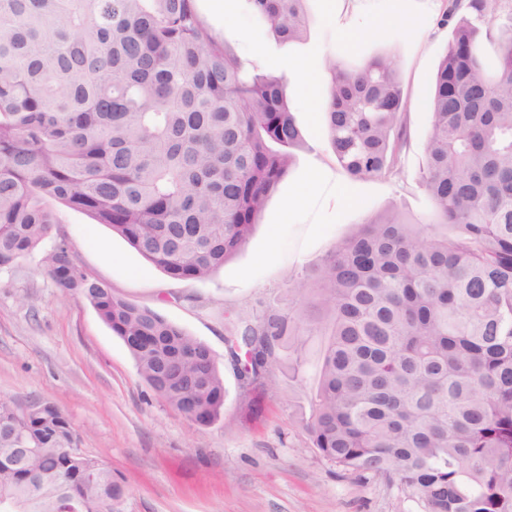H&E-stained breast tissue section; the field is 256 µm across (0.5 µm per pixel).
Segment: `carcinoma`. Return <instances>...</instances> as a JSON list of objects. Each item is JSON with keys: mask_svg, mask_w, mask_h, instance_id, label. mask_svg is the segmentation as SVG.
Segmentation results:
<instances>
[{"mask_svg": "<svg viewBox=\"0 0 512 512\" xmlns=\"http://www.w3.org/2000/svg\"><path fill=\"white\" fill-rule=\"evenodd\" d=\"M305 0H249L281 41L307 34ZM419 183L430 224L370 216L288 309L238 312L225 342L238 379L293 365L298 325L328 336L312 447L336 473L380 481L421 512H512V12L446 0ZM330 147L353 178L396 179L410 137L394 62L325 61ZM301 142L281 80L239 58L196 0H0V269L32 253L60 203L106 224L176 280L205 281L252 236ZM121 338L169 408L224 419L211 349L90 277L65 236L41 259ZM49 401L0 398V505L108 512L112 468Z\"/></svg>", "mask_w": 512, "mask_h": 512, "instance_id": "1", "label": "carcinoma"}]
</instances>
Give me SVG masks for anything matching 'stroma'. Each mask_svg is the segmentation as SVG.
<instances>
[{"label":"stroma","instance_id":"35a3bbf8","mask_svg":"<svg viewBox=\"0 0 512 512\" xmlns=\"http://www.w3.org/2000/svg\"><path fill=\"white\" fill-rule=\"evenodd\" d=\"M444 0H306L307 35L276 41L247 0L207 23L242 59L283 78L302 136L287 177L269 198L248 243L211 279L179 281L87 215L57 207L59 230L86 272L115 294L149 306L206 343L226 392L224 418L199 426L165 406L139 378L123 341L78 298L58 295L40 267L47 238L0 269V396L49 400L83 434V451L104 459L123 488L115 512H419L382 482L341 478L302 423L311 413L324 338L304 334L298 363L265 387L242 390L230 364L225 315L258 320L288 303V276L306 278L356 225L391 206L427 219L432 202L418 175L431 129L430 80L445 54L436 21ZM391 56L406 99L410 139L404 181L349 178L329 147L323 114L327 57L355 67ZM319 172L310 183L311 172ZM297 206L289 201L295 195Z\"/></svg>","mask_w":512,"mask_h":512}]
</instances>
